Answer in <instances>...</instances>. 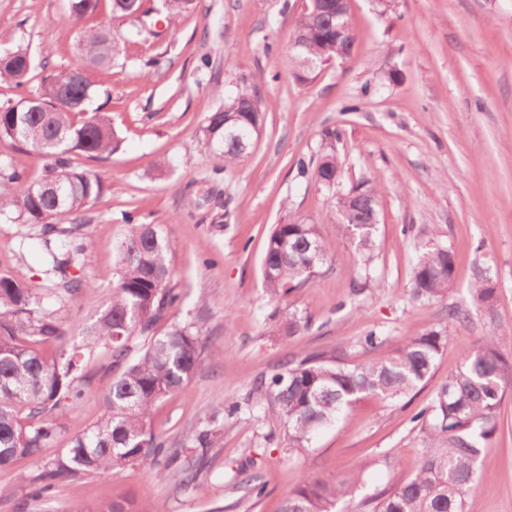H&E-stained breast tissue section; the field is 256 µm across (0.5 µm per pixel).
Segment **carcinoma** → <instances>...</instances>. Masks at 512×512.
Returning <instances> with one entry per match:
<instances>
[{
  "instance_id": "cac0c4a2",
  "label": "carcinoma",
  "mask_w": 512,
  "mask_h": 512,
  "mask_svg": "<svg viewBox=\"0 0 512 512\" xmlns=\"http://www.w3.org/2000/svg\"><path fill=\"white\" fill-rule=\"evenodd\" d=\"M112 19L125 25L115 36L112 28L88 30L68 67L42 76L35 92L0 106V137L11 139L21 152L35 151L47 159L43 177L29 182L3 166V177L16 184L14 192L0 197V217L12 215L32 226L36 238L60 249L51 253L45 275L58 278L51 289L63 302L93 284L70 272L85 265L78 232L84 209L105 192L99 176L74 163L78 155L105 161L118 153L122 139L105 113L86 112L93 94L90 72L108 67L127 44L153 37L155 16L141 11L142 0H109ZM101 0H69L71 15L87 20L99 13ZM193 5V0H161L168 24ZM348 23L347 0H308L297 21L290 49L297 81H310L312 61L324 65L352 55L355 35H341L337 27ZM33 61L23 49L0 52V81L17 88L32 80ZM269 103L252 83L238 88L222 108L210 113L201 127L204 142L222 171L239 163L244 153L237 142L224 138V122L250 126L252 117L265 120ZM339 134L329 130L319 152L301 162V174L331 193L340 228L357 254L361 286L370 280L377 224L378 189L368 179L338 193L342 181L337 158ZM123 233L114 252L112 299L87 329L83 344L62 347L67 330L47 311L51 297H41L25 283L0 272V468L19 459L39 458L66 430L69 403L91 393L84 373V351H112L115 377L104 398V411L94 425L72 436L53 462L32 479L31 496L40 497L58 483L100 471H118L128 465L166 454L165 467L182 474L186 484L198 482L209 449L218 439L208 428L197 431L191 446L198 450V467L179 464V451L150 427L157 403L172 396L197 373L204 355H223L208 346L201 318L188 324L159 325L180 299L173 285L170 242L161 224H145L132 211L121 213ZM328 249L315 224L288 219L268 235L262 259L266 291L286 295L307 283L327 259ZM455 278L450 249L436 244L424 247L410 282V296L417 301L444 299ZM492 278L480 274L471 288L475 305L489 319L483 344L462 355L456 372L437 387L430 401L413 420L421 423L428 443L416 472L392 489L370 499L373 512H466V503L477 487V475L487 449L499 432V411L505 393V376L512 362L498 348L502 327L495 309ZM295 336L310 328V320L295 311L283 321ZM148 339L133 360L129 342ZM448 344L443 329L429 328L407 338L396 349L368 362L349 367L339 356L315 352L288 359L280 371L260 378L243 400H224L221 412L227 421L250 412L259 419L278 421L288 433L292 448H306L314 435L334 423L348 408L367 397L396 401L425 384ZM47 346L55 347L51 356ZM366 468L359 464L344 478L329 481L313 474L302 478L288 496L281 512H336V505L364 482ZM233 491L249 497L265 494L261 477L237 471L228 482ZM96 512H154L134 498L114 500Z\"/></svg>"
}]
</instances>
